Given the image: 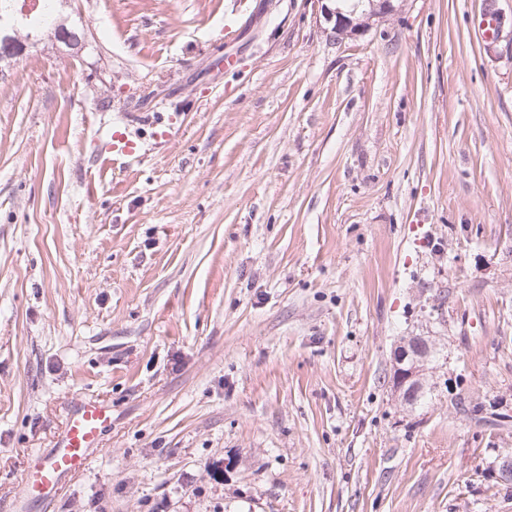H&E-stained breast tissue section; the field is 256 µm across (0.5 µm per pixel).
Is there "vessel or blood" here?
<instances>
[{"mask_svg":"<svg viewBox=\"0 0 512 512\" xmlns=\"http://www.w3.org/2000/svg\"><path fill=\"white\" fill-rule=\"evenodd\" d=\"M143 152L141 142L126 127L113 125L101 153L103 163L120 168L137 160ZM112 420L109 409L90 401L76 404L68 425L54 447L43 451L23 479L29 494L43 497L58 490L62 480L84 472L98 450V439Z\"/></svg>","mask_w":512,"mask_h":512,"instance_id":"obj_1","label":"vessel or blood"}]
</instances>
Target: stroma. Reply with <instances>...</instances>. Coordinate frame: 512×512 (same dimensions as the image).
<instances>
[{"mask_svg":"<svg viewBox=\"0 0 512 512\" xmlns=\"http://www.w3.org/2000/svg\"><path fill=\"white\" fill-rule=\"evenodd\" d=\"M392 3L69 0L0 70V512H512V0ZM81 398L100 452L27 499ZM379 7L381 10H378L374 7L375 1L370 0L372 5V10L365 15V20L360 23L354 24L352 19L348 17L346 12L339 6L335 5L334 8L329 6L324 7V18L327 22L333 23L332 29L333 32L336 33V37L348 36V33H355L363 30V28L368 27L370 21L375 18H382L383 15L390 12L392 10L391 0H378ZM142 152L141 142L130 135L126 126L113 124L101 153L102 166H112V170L122 168L137 160ZM433 348L436 343L432 336H406L396 347L394 371H397L393 372L392 388L402 402H406L412 390L425 387Z\"/></svg>","mask_w":512,"mask_h":512,"instance_id":"stroma-1","label":"stroma"}]
</instances>
